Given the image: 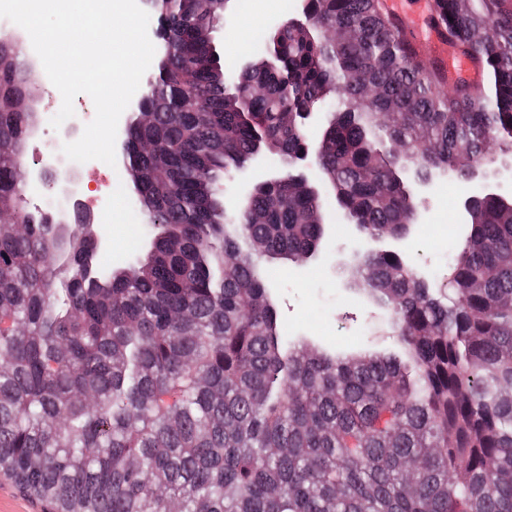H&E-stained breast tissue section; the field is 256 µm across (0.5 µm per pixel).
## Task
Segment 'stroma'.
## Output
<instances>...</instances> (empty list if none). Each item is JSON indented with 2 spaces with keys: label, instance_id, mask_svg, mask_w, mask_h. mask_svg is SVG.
Returning a JSON list of instances; mask_svg holds the SVG:
<instances>
[{
  "label": "stroma",
  "instance_id": "stroma-1",
  "mask_svg": "<svg viewBox=\"0 0 512 512\" xmlns=\"http://www.w3.org/2000/svg\"><path fill=\"white\" fill-rule=\"evenodd\" d=\"M301 10V0H288L286 10L263 14L254 12L251 0H230L214 33L228 68L249 56L253 45L275 24L299 16ZM112 188V196L103 200L94 222L107 241V252L123 262L131 253L146 250V219L132 202L122 166L112 170ZM465 198V186L449 177L438 178L429 187L410 242L416 266L435 274L455 255L461 242L459 216ZM352 247V238L343 229L329 238L319 258L302 266L286 262L270 267L279 322L287 336H304L335 350L396 347L397 338L384 311L354 298L336 277L337 261Z\"/></svg>",
  "mask_w": 512,
  "mask_h": 512
}]
</instances>
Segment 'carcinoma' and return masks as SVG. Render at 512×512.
Listing matches in <instances>:
<instances>
[{"mask_svg":"<svg viewBox=\"0 0 512 512\" xmlns=\"http://www.w3.org/2000/svg\"><path fill=\"white\" fill-rule=\"evenodd\" d=\"M142 6L165 33L123 165L150 237L121 268L90 222L26 205L31 68L0 40V473L55 512H512V197L480 182L512 168V0H436L486 73L451 92L381 0H308L312 26L272 28L236 76L221 0ZM309 152L324 189L290 173L231 210L215 192L255 154ZM448 172L471 209L438 280L393 251L344 270L399 348L285 337L265 264L322 252L331 200L408 236L414 183Z\"/></svg>","mask_w":512,"mask_h":512,"instance_id":"obj_1","label":"carcinoma"}]
</instances>
